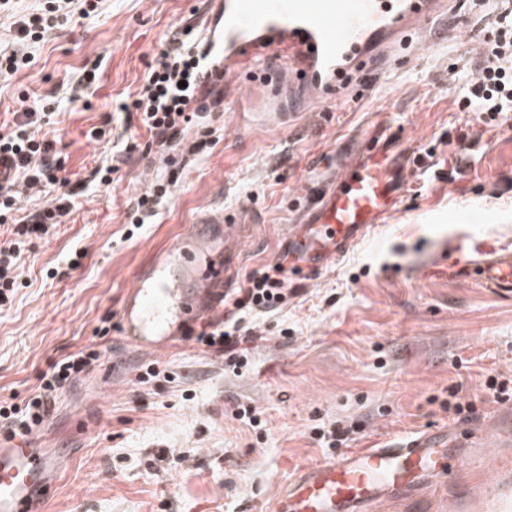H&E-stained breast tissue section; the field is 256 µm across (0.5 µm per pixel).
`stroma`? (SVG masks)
Segmentation results:
<instances>
[{"label":"stroma","mask_w":512,"mask_h":512,"mask_svg":"<svg viewBox=\"0 0 512 512\" xmlns=\"http://www.w3.org/2000/svg\"><path fill=\"white\" fill-rule=\"evenodd\" d=\"M502 6L452 0L447 33L422 28L418 45L392 53L348 96L299 109L281 129L255 122L257 104L229 94L212 146L137 230L127 211L156 167L122 157L109 188L87 177L97 161L120 155L127 137L147 140L116 103L139 88L176 28L199 25L206 0H109L32 46L33 68L0 77L1 121L56 95L54 130L79 184L69 222L33 247L27 287L0 308V402L28 396L51 363L83 347L110 362L108 383L92 372L73 382L39 430L45 447L70 456L47 512H269L303 467L325 461L314 427L354 425L351 450L442 430L454 419L429 399L451 384L475 401L473 422L512 431V399L490 400L485 386L489 373L512 375V300L450 273L457 241L512 252V127L486 130L455 105ZM94 65L91 108L75 110L70 89ZM105 121L111 141L91 140ZM380 131L409 166L398 210L341 260L293 277L297 294L263 324L246 371L225 370L186 338L150 354L119 342L124 294L157 252L223 214L232 227L228 286L239 287L286 251L310 193L336 179L363 134ZM79 250L80 267L68 268ZM54 265L65 272L47 279ZM106 322L110 333L97 336ZM155 360L176 380L134 385ZM243 402L262 410L263 435L232 420ZM476 481L463 470L377 512H448L450 499L476 496Z\"/></svg>","instance_id":"1"}]
</instances>
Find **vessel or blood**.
<instances>
[{
    "label": "vessel or blood",
    "mask_w": 512,
    "mask_h": 512,
    "mask_svg": "<svg viewBox=\"0 0 512 512\" xmlns=\"http://www.w3.org/2000/svg\"><path fill=\"white\" fill-rule=\"evenodd\" d=\"M204 17L213 53L228 67L246 58L258 77L287 75L288 93L322 105L362 72L371 35L396 42L407 32L447 14L448 0H214ZM265 124L288 119L278 92L259 98ZM407 177L385 143L366 141L343 174L326 189L303 228L288 235V265L318 270L340 259L397 210ZM453 266L462 279L512 299V256L483 258L459 243ZM205 282L197 294L196 282ZM224 260L214 239L193 237L173 244L141 270L120 312L121 339L140 350L158 351L185 334L201 309L220 310ZM457 431L469 452L447 451V432H435L379 448H361L301 470L274 499L272 512H361L384 491H408L420 475L445 481L462 467L499 460L496 475L478 483L489 501L512 498V453L487 446L483 427ZM64 455L40 447L38 437L0 432V512H45L52 487L66 466Z\"/></svg>",
    "instance_id": "vessel-or-blood-1"
}]
</instances>
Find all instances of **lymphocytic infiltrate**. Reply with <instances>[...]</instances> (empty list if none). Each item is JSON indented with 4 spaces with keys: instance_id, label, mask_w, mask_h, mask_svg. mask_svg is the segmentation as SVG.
Here are the masks:
<instances>
[{
    "instance_id": "1",
    "label": "lymphocytic infiltrate",
    "mask_w": 512,
    "mask_h": 512,
    "mask_svg": "<svg viewBox=\"0 0 512 512\" xmlns=\"http://www.w3.org/2000/svg\"><path fill=\"white\" fill-rule=\"evenodd\" d=\"M12 2L0 0V13L13 15L11 41L0 47V76L8 77L34 67L30 46L69 18L102 12L105 0H41L37 9L22 14L14 11ZM223 80V72L216 69L209 53L207 37L187 25L172 32L149 64L140 89L119 104V111L137 117L149 135L143 143L127 138L125 152L139 153L147 160L160 158L167 169L136 197L128 212L130 223L143 225L170 197L179 180L180 155L200 152L211 143L214 130L204 120L214 112L215 95ZM57 107L54 96L48 95L40 110L16 112L0 123V153L10 154L13 160L12 172L0 182V224L8 231L0 240V305L12 301L23 288L20 270L33 241L52 236L69 220L75 206V192L56 143L41 134L43 127L54 124ZM457 107L477 113L489 127L498 126L512 112V24L507 19L497 21L495 40ZM193 126L198 136L189 143L185 135ZM48 186L56 189L53 197L32 204V197ZM294 294L286 260L278 258L225 294V316L205 320L194 340L203 352L222 358L232 370L245 368L259 339L256 329L261 320L287 309ZM99 359V351L84 347L51 363L31 395L18 403H0V430L20 436L37 431L51 415L61 391L89 373Z\"/></svg>"
}]
</instances>
